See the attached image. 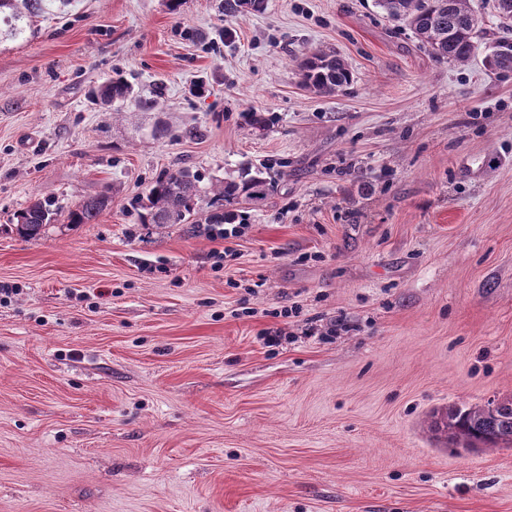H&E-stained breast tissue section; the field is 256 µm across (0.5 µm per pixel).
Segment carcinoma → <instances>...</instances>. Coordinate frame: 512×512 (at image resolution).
Returning <instances> with one entry per match:
<instances>
[{
	"label": "carcinoma",
	"instance_id": "obj_1",
	"mask_svg": "<svg viewBox=\"0 0 512 512\" xmlns=\"http://www.w3.org/2000/svg\"><path fill=\"white\" fill-rule=\"evenodd\" d=\"M71 0H0V33L23 38L30 22L53 10L56 2ZM470 0H375V4L390 18L404 21L418 39L438 60L459 63L473 54L481 28ZM266 0H222L221 10L235 17L265 9ZM493 9L503 35L487 47L484 66L491 72H512V0H493ZM351 71L345 61L335 55L315 52L302 67L304 84L324 95L342 91L351 81ZM92 99L103 105L143 100L124 79L112 78L92 93ZM268 195L267 182L258 173L244 169L238 179H231L209 188L201 186L200 177L188 169H179L159 179L148 191L144 224H223L233 219L224 213V204L243 198L258 202ZM107 204L103 195L90 196L68 213L71 224H90ZM58 209L52 201L37 199L17 214L16 232L25 238L41 235L46 225L58 220ZM450 428L449 441L454 450L469 451L483 448H512V396L484 405H451L434 422V429Z\"/></svg>",
	"mask_w": 512,
	"mask_h": 512
}]
</instances>
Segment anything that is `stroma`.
I'll use <instances>...</instances> for the list:
<instances>
[{"label":"stroma","mask_w":512,"mask_h":512,"mask_svg":"<svg viewBox=\"0 0 512 512\" xmlns=\"http://www.w3.org/2000/svg\"><path fill=\"white\" fill-rule=\"evenodd\" d=\"M73 0L0 40V512H512V73L375 0ZM316 51L352 72L307 88ZM123 75L149 108L90 105ZM164 135H155L156 127ZM261 170L240 237L141 223L149 186ZM35 239L18 211L75 209ZM265 0H223L221 10L225 16L235 17L251 12H261L265 9ZM351 71L345 61L324 52L312 53L302 67L304 84L324 95L342 91L351 81ZM107 197L103 195L90 196L81 201L75 209L68 213L71 224H91L103 211L107 204ZM453 450L512 448V396L488 401L484 405H451L442 417Z\"/></svg>","instance_id":"stroma-1"}]
</instances>
